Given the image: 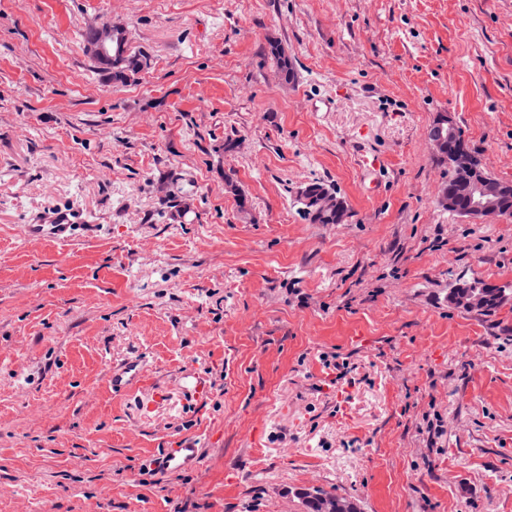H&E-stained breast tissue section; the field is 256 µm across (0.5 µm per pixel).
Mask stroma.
<instances>
[{"instance_id":"1","label":"stroma","mask_w":512,"mask_h":512,"mask_svg":"<svg viewBox=\"0 0 512 512\" xmlns=\"http://www.w3.org/2000/svg\"><path fill=\"white\" fill-rule=\"evenodd\" d=\"M106 23L150 59L123 84ZM444 112L512 182V0H0V512H512V302L448 304L512 289V216L437 205ZM312 180L348 223L302 219ZM98 29L95 27L88 28L84 36V41L91 45L97 38ZM125 30L120 26H103L99 30V36L93 46L90 47L92 57L96 62H102L112 65V80L115 82H125L137 74L141 69L142 58L145 56L143 53H130L125 50H117L116 42H113L112 37L117 35V43L120 47L123 43ZM483 288L490 287L488 284L477 282L474 284H464L461 287L452 288L448 292V303L453 305L456 309L469 313L474 310L468 307L466 301L469 300V297L472 295L473 291L485 292L483 294V305L482 295L476 294L471 296L469 306L473 309H477L482 305L479 310H476V312H479L481 315L488 316L497 312L503 305L512 299V291L509 288H500L497 291H484ZM141 380L140 361L135 360L112 370L111 389L125 393L135 390ZM201 448L191 439H185L180 448H166L155 460V468L162 473H176L197 464ZM315 494L304 493L301 494L303 505L307 512H322L324 503L329 501L333 507H336L334 512H360L357 500L351 497L339 496L324 490H314ZM331 504H327L324 512H332Z\"/></svg>"}]
</instances>
